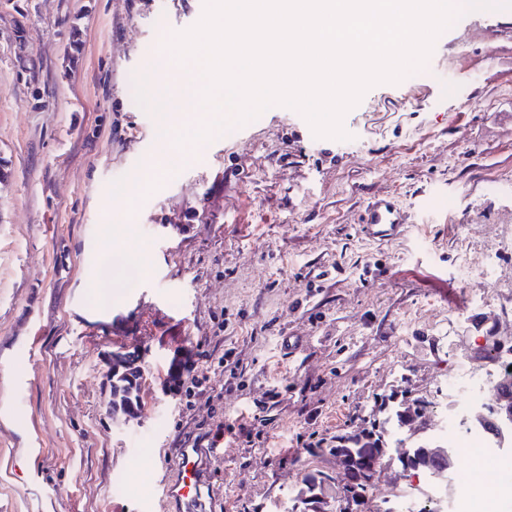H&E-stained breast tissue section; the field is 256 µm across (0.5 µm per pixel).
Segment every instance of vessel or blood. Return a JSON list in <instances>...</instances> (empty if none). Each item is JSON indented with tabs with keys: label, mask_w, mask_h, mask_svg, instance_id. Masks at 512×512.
I'll return each mask as SVG.
<instances>
[{
	"label": "vessel or blood",
	"mask_w": 512,
	"mask_h": 512,
	"mask_svg": "<svg viewBox=\"0 0 512 512\" xmlns=\"http://www.w3.org/2000/svg\"><path fill=\"white\" fill-rule=\"evenodd\" d=\"M407 222L406 212L387 195L373 197L359 217L363 235L379 240L398 237ZM207 455V450L201 448H185L180 452L176 464L178 478L164 485L165 500L174 502L179 512H212Z\"/></svg>",
	"instance_id": "obj_1"
}]
</instances>
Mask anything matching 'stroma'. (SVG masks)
<instances>
[{"instance_id":"35a3bbf8","label":"stroma","mask_w":512,"mask_h":512,"mask_svg":"<svg viewBox=\"0 0 512 512\" xmlns=\"http://www.w3.org/2000/svg\"><path fill=\"white\" fill-rule=\"evenodd\" d=\"M203 10L0 0V512H167L171 460L216 420L232 427L211 463L216 512H300L322 473L318 512H353L312 439L367 425L400 391L427 401L431 434L458 362L512 337V9L457 18L423 68L346 112L347 139L274 105L157 190L115 198L157 147L136 98L142 47L166 39L154 18L184 31ZM378 194L409 217L396 239L360 232ZM193 208L205 219L175 224ZM119 221L149 268L102 306ZM487 249L497 278L478 298L458 257ZM285 334L304 339L294 356ZM117 351L138 352L142 379L135 412L112 416ZM187 357L201 384L171 392ZM399 491L420 488L393 446L354 512H390Z\"/></svg>"}]
</instances>
